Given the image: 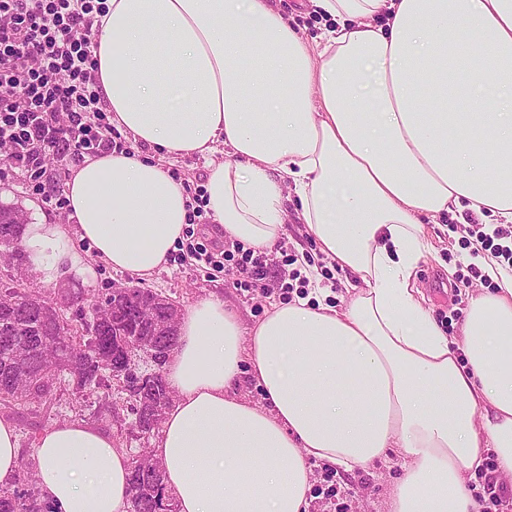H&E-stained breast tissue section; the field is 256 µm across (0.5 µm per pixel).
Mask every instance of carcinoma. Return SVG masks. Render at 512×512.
<instances>
[{"mask_svg": "<svg viewBox=\"0 0 512 512\" xmlns=\"http://www.w3.org/2000/svg\"><path fill=\"white\" fill-rule=\"evenodd\" d=\"M51 299L41 289L28 286L14 309L0 306V405L13 409L23 402L39 404L57 383L54 373L65 369L76 395L85 396L108 382L138 427L142 448L130 462L126 488L128 512H177L167 490L162 464L148 451L149 439L159 432L164 414L158 408L173 401L164 365L174 350L179 320L165 314L176 302L150 288H130L112 293L106 288L94 300L116 304L119 327L163 347L162 358L150 370L134 367L128 353L113 340L112 323L97 321V308L86 302L71 305L83 295L71 288L56 289ZM73 310L65 317V309ZM0 512H56L42 496L35 471L18 475V486L0 490Z\"/></svg>", "mask_w": 512, "mask_h": 512, "instance_id": "obj_1", "label": "carcinoma"}]
</instances>
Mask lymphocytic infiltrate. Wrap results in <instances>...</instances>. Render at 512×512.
Returning a JSON list of instances; mask_svg holds the SVG:
<instances>
[{
	"label": "lymphocytic infiltrate",
	"mask_w": 512,
	"mask_h": 512,
	"mask_svg": "<svg viewBox=\"0 0 512 512\" xmlns=\"http://www.w3.org/2000/svg\"><path fill=\"white\" fill-rule=\"evenodd\" d=\"M106 13V0H0V157L60 210L68 201L46 188L49 155L126 150L98 91L93 26Z\"/></svg>",
	"instance_id": "lymphocytic-infiltrate-1"
}]
</instances>
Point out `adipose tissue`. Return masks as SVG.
<instances>
[{
	"instance_id": "ef3b65f1",
	"label": "adipose tissue",
	"mask_w": 512,
	"mask_h": 512,
	"mask_svg": "<svg viewBox=\"0 0 512 512\" xmlns=\"http://www.w3.org/2000/svg\"><path fill=\"white\" fill-rule=\"evenodd\" d=\"M312 46L269 0H107L96 56L112 124L161 156L208 160L206 207L236 242L273 250L284 188L329 262L363 286L344 308L297 299L250 329L209 297L165 365L177 398L152 453L178 512H309L311 460L350 472L404 454L387 512H474L464 474L512 476V274L473 297L461 340L411 286L424 219L512 223V0H312ZM70 224H27L45 285L93 277L72 245L148 278L183 239L190 201L138 155L87 160ZM260 401L238 394L242 373ZM59 512H124L130 459L84 422L33 454Z\"/></svg>"
}]
</instances>
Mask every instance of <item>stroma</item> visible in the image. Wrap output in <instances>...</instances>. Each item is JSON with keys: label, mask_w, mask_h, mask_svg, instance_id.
<instances>
[{"label": "stroma", "mask_w": 512, "mask_h": 512, "mask_svg": "<svg viewBox=\"0 0 512 512\" xmlns=\"http://www.w3.org/2000/svg\"><path fill=\"white\" fill-rule=\"evenodd\" d=\"M21 208L29 223L64 224L67 216L53 210L45 204L42 197L26 190L23 178L18 170L9 166L0 167V204ZM287 214L279 247L273 251L275 260L271 266L264 289L243 291L234 288L229 269L235 268L237 257L225 255L224 271L218 272L204 265L189 261L184 264L166 263L163 269L152 277L142 278L136 274L113 270L101 262L85 243L77 248L95 274L87 281L76 280V287L84 288L94 294L98 290L115 284L141 286L152 289L163 296L177 301L180 307H188L199 299L216 297L224 301L239 316L243 327L249 328L261 320L272 305L281 303L278 290L281 269L278 265L284 254L297 255L301 265V275L307 276L311 288L328 289L330 301L336 306H345L349 300L343 282L344 272L329 267L319 252L316 242L308 233L305 225L293 218L294 204L285 200ZM468 223H480L479 215L464 211L462 217L439 215L430 223L424 224L423 234L433 246V253L423 259L416 270V286L424 296L423 305L449 333L459 330L468 311L471 297L479 294H492L497 290L495 283L481 279L473 280L462 286H454L457 275L466 272L467 260L471 249L464 241L461 232L455 231L458 219ZM115 393L110 388H100L87 398H76L71 386L61 383L56 386L53 395L46 404L35 407L21 405L7 419L15 427L22 463L33 464V450L40 435L55 424L82 420L104 433L114 436L118 447H135V440L118 436L117 427L102 410L111 404ZM313 485H321L325 474L330 473L328 466L321 462H312ZM403 472L401 451H394L386 460L375 463L366 469L352 473L333 474L337 495L334 500L321 497L311 502L312 512H385L386 501Z\"/></svg>", "instance_id": "obj_1"}]
</instances>
